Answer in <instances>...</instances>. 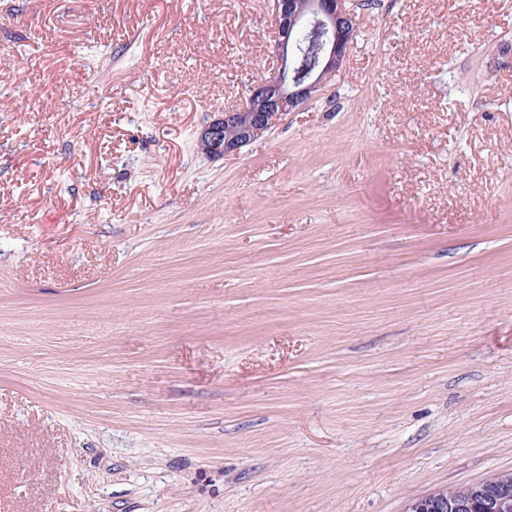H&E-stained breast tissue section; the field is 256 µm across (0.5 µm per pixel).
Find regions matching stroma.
<instances>
[{"mask_svg": "<svg viewBox=\"0 0 512 512\" xmlns=\"http://www.w3.org/2000/svg\"><path fill=\"white\" fill-rule=\"evenodd\" d=\"M221 157L269 0H0V512H404L512 470V0H354ZM271 2L280 65L248 86L241 105L225 108L221 118L205 126L202 138L209 141L210 152L209 143L201 139L204 154L224 156L260 138L283 116L305 107L346 64L358 30L351 0ZM301 27L317 36L315 63L306 72L299 71L295 56V35Z\"/></svg>", "mask_w": 512, "mask_h": 512, "instance_id": "35a3bbf8", "label": "stroma"}]
</instances>
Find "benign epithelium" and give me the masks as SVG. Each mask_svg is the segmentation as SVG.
Returning <instances> with one entry per match:
<instances>
[{"label":"benign epithelium","instance_id":"1","mask_svg":"<svg viewBox=\"0 0 512 512\" xmlns=\"http://www.w3.org/2000/svg\"><path fill=\"white\" fill-rule=\"evenodd\" d=\"M349 2L272 0L280 65L248 86L241 105L225 109L205 126L202 138L210 143L209 155L236 152L260 138L283 116L305 107L343 69L358 30V16ZM301 27L317 36L315 63L306 72L299 71L295 56V35ZM497 477L491 485L474 484L464 496L435 489L410 499L404 512H512V471Z\"/></svg>","mask_w":512,"mask_h":512}]
</instances>
